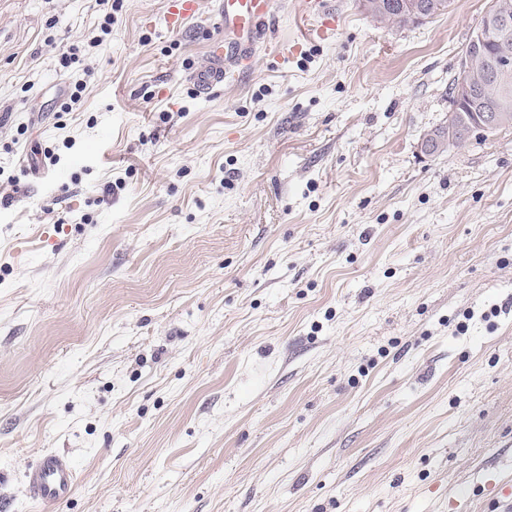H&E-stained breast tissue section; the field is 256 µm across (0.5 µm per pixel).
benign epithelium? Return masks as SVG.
<instances>
[{
  "label": "benign epithelium",
  "instance_id": "benign-epithelium-1",
  "mask_svg": "<svg viewBox=\"0 0 512 512\" xmlns=\"http://www.w3.org/2000/svg\"><path fill=\"white\" fill-rule=\"evenodd\" d=\"M429 7L425 0H367L364 4L369 14L381 16L394 11L410 24L427 21ZM491 32L497 36L493 54L485 47V36ZM452 95L458 104L469 102L471 112L455 110L448 114V134L442 142L450 146L456 145L451 122L455 116L463 119L470 130L481 133L512 124V104L508 103L512 98V0H494L483 15L460 60ZM442 142L429 134L421 147L425 153L434 154L435 146Z\"/></svg>",
  "mask_w": 512,
  "mask_h": 512
}]
</instances>
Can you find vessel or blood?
Listing matches in <instances>:
<instances>
[{
	"instance_id": "vessel-or-blood-1",
	"label": "vessel or blood",
	"mask_w": 512,
	"mask_h": 512,
	"mask_svg": "<svg viewBox=\"0 0 512 512\" xmlns=\"http://www.w3.org/2000/svg\"><path fill=\"white\" fill-rule=\"evenodd\" d=\"M201 0H168L166 21L178 28L196 18ZM222 35L211 38L207 47L209 64L195 70L191 80L199 91L208 93L224 85V63L242 61L254 52L253 39L258 26L273 14V0H216ZM304 12L313 17L312 36L329 38L336 27V16L326 9L324 0H304ZM25 482L38 503H58L70 496L77 475L68 458L57 452H45L27 466Z\"/></svg>"
}]
</instances>
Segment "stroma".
Here are the masks:
<instances>
[{
  "mask_svg": "<svg viewBox=\"0 0 512 512\" xmlns=\"http://www.w3.org/2000/svg\"><path fill=\"white\" fill-rule=\"evenodd\" d=\"M325 2L207 95L213 0H0V512H512V127L421 150L491 0ZM201 0H168L166 21L170 27L179 28L196 18ZM304 12L307 16L313 17L316 25L310 30L308 36L320 39L329 38L336 27V16L333 12L326 10L323 0H305ZM374 2L365 1L364 5L362 1H360L362 8H365L368 14H374L377 16H381L387 14L388 12H396L401 15L403 19L395 20L390 17L383 16L380 19V22L388 24L390 27H404L406 26V20L410 24H420L426 22L429 17L428 8L430 7V3H435L437 5L434 13L435 16H439L448 11L449 6L451 5V0H371ZM388 1V2H384ZM406 19V20H405ZM25 482L31 497L40 504L58 503L70 496L77 475L68 458L58 452H44L27 466Z\"/></svg>",
  "mask_w": 512,
  "mask_h": 512,
  "instance_id": "stroma-1",
  "label": "stroma"
}]
</instances>
